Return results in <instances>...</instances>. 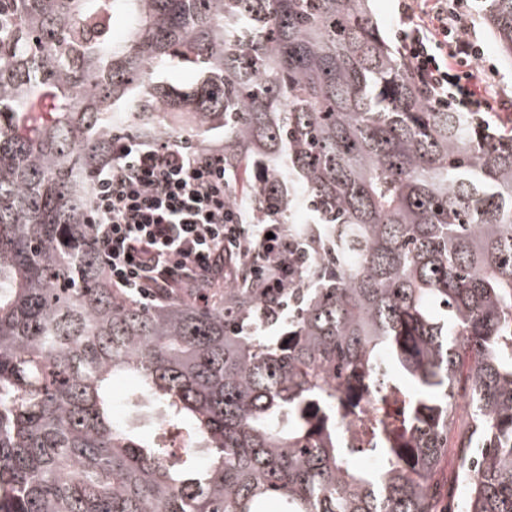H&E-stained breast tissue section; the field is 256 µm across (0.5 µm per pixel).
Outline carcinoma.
<instances>
[{
  "mask_svg": "<svg viewBox=\"0 0 512 512\" xmlns=\"http://www.w3.org/2000/svg\"><path fill=\"white\" fill-rule=\"evenodd\" d=\"M483 2L512 63V0ZM0 16V512H437L452 433L476 453L465 512H512V128L428 100L371 0ZM119 105L141 134L190 113L176 144L224 130V175L250 181L229 204L288 249L202 306L112 287L88 218ZM360 381L381 426L345 448Z\"/></svg>",
  "mask_w": 512,
  "mask_h": 512,
  "instance_id": "carcinoma-1",
  "label": "carcinoma"
}]
</instances>
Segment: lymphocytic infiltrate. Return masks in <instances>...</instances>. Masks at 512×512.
Returning <instances> with one entry per match:
<instances>
[{
    "label": "lymphocytic infiltrate",
    "mask_w": 512,
    "mask_h": 512,
    "mask_svg": "<svg viewBox=\"0 0 512 512\" xmlns=\"http://www.w3.org/2000/svg\"><path fill=\"white\" fill-rule=\"evenodd\" d=\"M469 9V0H398L402 52L436 103L457 112H512L497 68L482 63ZM95 183L89 221L115 287L145 298L205 288L223 276L226 260L246 253L222 148L119 135Z\"/></svg>",
    "instance_id": "f902f5d3"
}]
</instances>
